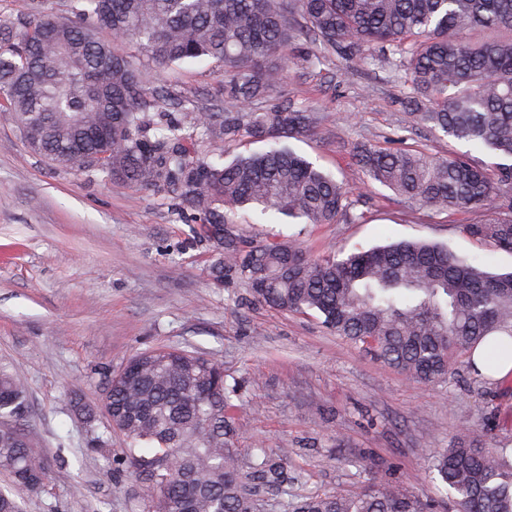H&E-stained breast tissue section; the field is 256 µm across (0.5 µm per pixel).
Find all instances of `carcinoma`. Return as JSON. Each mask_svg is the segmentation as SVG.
Masks as SVG:
<instances>
[{
  "label": "carcinoma",
  "mask_w": 512,
  "mask_h": 512,
  "mask_svg": "<svg viewBox=\"0 0 512 512\" xmlns=\"http://www.w3.org/2000/svg\"><path fill=\"white\" fill-rule=\"evenodd\" d=\"M31 17L0 18V106L34 152L54 167L168 200L194 236L212 241L215 279L235 273L252 298L285 313L312 312L336 335L408 378L445 381L489 342L488 367L512 354V273L492 274L445 246L418 241L341 258L293 241L261 244L235 227L236 208L334 224L352 189L281 146L217 164L199 144L257 141L312 130L315 113L271 101L299 31L366 62L394 58L410 83V121L503 159L492 173L470 153L365 146L369 179L443 212L477 211L473 238L512 252V0H30ZM106 31L111 40L98 33ZM207 58L224 80L218 112L170 110L183 96L145 76ZM454 89L448 94V89ZM107 410L125 448H92L150 490L147 512H257L248 478L278 481L281 460L264 448L242 465L232 443L224 367L180 348L143 352L109 381ZM28 409L25 384L0 363V411ZM27 415L0 431V512H23L20 493L40 489L46 467L32 453ZM455 512H512V452L465 445L429 457ZM422 495L375 476L354 495L302 498L292 512H432Z\"/></svg>",
  "instance_id": "carcinoma-1"
}]
</instances>
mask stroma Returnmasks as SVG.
<instances>
[{
    "label": "stroma",
    "instance_id": "1",
    "mask_svg": "<svg viewBox=\"0 0 512 512\" xmlns=\"http://www.w3.org/2000/svg\"><path fill=\"white\" fill-rule=\"evenodd\" d=\"M289 53L293 64L274 94L319 121L276 143L351 186L353 215L304 224L245 207L235 214L238 227L255 242L293 239L320 256L424 241L489 271H512L511 253L463 232L475 213L419 209L355 165L356 147L392 139L437 156L460 150L443 132L410 124L403 78L383 62L324 55L306 37ZM313 54L322 64H306ZM149 82L203 111L224 98L209 60L168 67ZM211 260L210 243L194 238L168 201L96 174L52 169L0 111V362L27 385L32 452L50 471L25 495L24 512H144L145 487L90 445L122 448L105 409L110 376L158 347L222 361L242 457L260 445L285 456L290 482H257L260 512H289L307 495H350L376 475L433 497L431 450L477 441L512 448V395L494 378L465 362L441 385L413 382L330 333L315 314L258 303L234 276L216 281Z\"/></svg>",
    "mask_w": 512,
    "mask_h": 512
}]
</instances>
